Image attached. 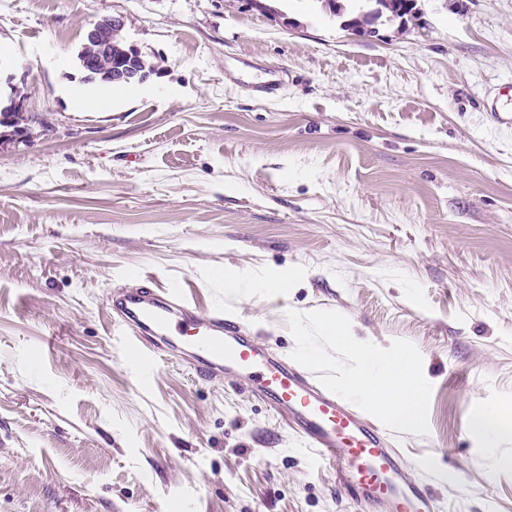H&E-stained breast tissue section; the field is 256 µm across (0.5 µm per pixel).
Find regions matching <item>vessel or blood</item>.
I'll return each mask as SVG.
<instances>
[{
  "label": "vessel or blood",
  "instance_id": "vessel-or-blood-1",
  "mask_svg": "<svg viewBox=\"0 0 512 512\" xmlns=\"http://www.w3.org/2000/svg\"><path fill=\"white\" fill-rule=\"evenodd\" d=\"M114 326L139 360L181 357L205 378L243 379L248 391L288 416L304 445L329 463L350 512H443L433 477L416 476L389 447L387 428L317 385L293 363L243 336L223 309L190 304L177 288L136 285L110 297Z\"/></svg>",
  "mask_w": 512,
  "mask_h": 512
}]
</instances>
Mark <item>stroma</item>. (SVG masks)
I'll return each mask as SVG.
<instances>
[{
  "label": "stroma",
  "mask_w": 512,
  "mask_h": 512,
  "mask_svg": "<svg viewBox=\"0 0 512 512\" xmlns=\"http://www.w3.org/2000/svg\"><path fill=\"white\" fill-rule=\"evenodd\" d=\"M344 30L319 0H0V512H347L332 471L241 380L130 359L111 290L136 276L223 305L287 357L286 312L402 338L432 385L448 512H512V0H418ZM106 15L157 70L84 107ZM271 94L256 91L269 74ZM287 275L231 300L225 268ZM468 430L489 447L488 452L495 453L503 443L512 442V428L503 422L498 410L487 408L472 414L468 420Z\"/></svg>",
  "instance_id": "35a3bbf8"
}]
</instances>
